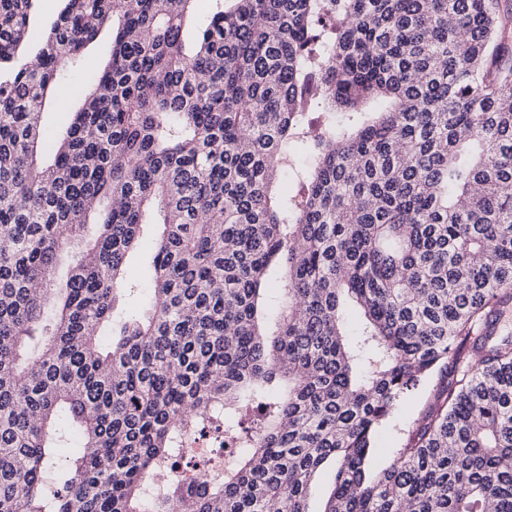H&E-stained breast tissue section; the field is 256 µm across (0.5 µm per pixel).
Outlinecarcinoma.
Instances as JSON below:
<instances>
[{"label":"carcinoma","instance_id":"1","mask_svg":"<svg viewBox=\"0 0 512 512\" xmlns=\"http://www.w3.org/2000/svg\"><path fill=\"white\" fill-rule=\"evenodd\" d=\"M63 2L33 48L0 0V512H310L330 462L322 512H512V0ZM214 426L224 471L146 508ZM153 249L151 238H147L141 244V247L134 257L131 266L128 269V279L132 281L144 282L146 278L147 268ZM441 380L437 374L420 390L407 396L394 416L379 429L370 460L372 470L379 471L392 462L397 449L405 443L408 433L416 427L433 401ZM334 471L332 468L324 469L316 478L310 491L309 507L312 511H321L332 489Z\"/></svg>","mask_w":512,"mask_h":512}]
</instances>
